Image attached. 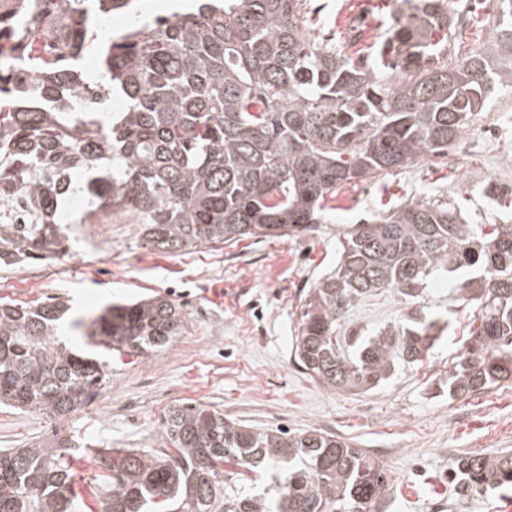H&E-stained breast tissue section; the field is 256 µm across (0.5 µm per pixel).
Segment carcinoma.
<instances>
[{
	"label": "carcinoma",
	"instance_id": "cac0c4a2",
	"mask_svg": "<svg viewBox=\"0 0 512 512\" xmlns=\"http://www.w3.org/2000/svg\"><path fill=\"white\" fill-rule=\"evenodd\" d=\"M38 31L0 12V56L29 65L18 88L0 66V264L68 252L57 223L72 176L86 215L112 205L139 218L144 246L177 253L311 230L326 199L348 183L448 151L492 93L512 89V0H499L496 50L448 64L455 14L448 0H404L370 62L305 34V0H201L107 41L96 79L75 64L90 44L88 0H43ZM132 0H95V14L130 13ZM48 35L50 61L20 52ZM122 100L72 112L83 92ZM462 271V306L480 326L448 370V396L512 381V224H466L448 203L413 202L370 224H349L336 269L304 297L292 355L331 389L371 390L431 349L436 322L402 318L374 335L337 337L367 295L398 291L409 304L426 282ZM62 300L0 304V404L53 420L97 395L106 364L57 336ZM183 310L160 295L112 304L89 338L145 357L184 330ZM171 447L114 448L102 512H383L384 465L362 448L314 429H257L207 406L170 407ZM45 439L0 453V512H82L76 455ZM264 475L258 490L224 477V465ZM451 467L463 491L512 484V454H466Z\"/></svg>",
	"mask_w": 512,
	"mask_h": 512
}]
</instances>
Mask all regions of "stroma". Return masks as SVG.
Listing matches in <instances>:
<instances>
[{
  "mask_svg": "<svg viewBox=\"0 0 512 512\" xmlns=\"http://www.w3.org/2000/svg\"><path fill=\"white\" fill-rule=\"evenodd\" d=\"M498 0H481L448 41L457 60L488 49ZM397 0H307L315 33L355 59H372ZM505 196L500 207L495 194ZM449 202L469 224H512V90L492 96L471 131L447 153L337 189L315 230L166 254L144 248L136 216L97 209L71 224L65 256L0 267V301L32 305L57 297L84 315L116 302L162 295L187 315L180 336L141 358L95 348L107 364L94 402L68 418L0 405V449L59 435L84 448L164 447L162 417L188 402L248 426L336 435L381 460L392 483L387 512H512V487L468 497L451 472L454 458L512 451V383L449 398L443 379L477 328L476 306L454 300L451 279L429 283L424 307L441 336L423 362L403 366L366 391L334 390L295 364L292 343L312 284L336 264L348 224L408 201ZM402 296L376 292L348 313L372 332L407 313Z\"/></svg>",
  "mask_w": 512,
  "mask_h": 512,
  "instance_id": "obj_1",
  "label": "stroma"
}]
</instances>
